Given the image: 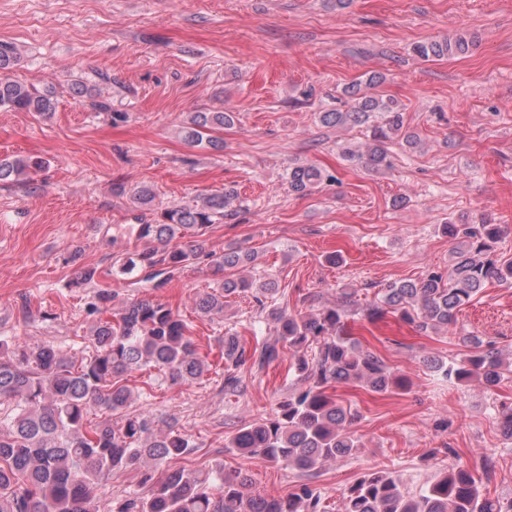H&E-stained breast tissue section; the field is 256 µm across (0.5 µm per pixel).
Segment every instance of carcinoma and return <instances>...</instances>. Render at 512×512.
<instances>
[{"mask_svg": "<svg viewBox=\"0 0 512 512\" xmlns=\"http://www.w3.org/2000/svg\"><path fill=\"white\" fill-rule=\"evenodd\" d=\"M464 50L462 39L414 47L424 60ZM343 95L352 101L350 108L321 112L319 120L328 127L369 126L365 150L346 152L349 160L378 170L391 165L387 143L418 144V136L404 130L396 100L369 96L359 83L345 87ZM54 109L52 91L0 76V110L48 116ZM377 113L381 123L373 125ZM232 123L227 112H194L182 133L192 146L219 148L221 142L210 138V132ZM42 166L33 156L1 157L0 182H18ZM323 179L322 170L311 165L288 171L289 189L300 194ZM235 201V192L226 190L193 205L171 206L152 223L137 225L142 247L128 253L112 276L159 288L205 259L222 282L198 298L195 310L210 319L224 316L225 298L253 287L248 280L224 276V271L254 261L255 254L236 247L217 254L199 232L223 220ZM444 229L453 241L448 272L432 271L417 282L387 285L366 307L368 318L387 311L422 332L447 329L457 323L460 307L486 283L512 284V260L499 257L495 249L506 233L504 226L482 218L450 222ZM187 236L193 240L179 244ZM351 305L347 293L342 302L316 314L271 312L276 334L254 348V363L264 369L287 351L295 358L300 385L267 418L240 428L229 447L294 468L307 479L324 463L359 453V440L349 430L351 410L336 400V384L355 381L382 393L404 391L407 381L381 357L340 334ZM88 340L92 354L75 360L50 344L30 347L0 338V401H16L0 416V512H327L321 491L308 483L284 496L252 494L247 492L248 478L224 472L222 464L208 471L172 465L191 448L188 436L172 429L158 433L150 416L128 412L130 373L149 367L170 384L182 385L207 371L188 324L167 304L132 303L115 318L98 323ZM459 341L470 353L448 363L431 360L448 380L464 384L479 378L495 387L512 374V362L483 350L480 338L467 333ZM219 343L227 363L237 367L245 361L237 333H224ZM93 410L106 419L92 423L88 416ZM496 419L502 435L512 440V404L500 405ZM145 467L148 492L132 493L107 511L100 508L93 495L99 483L114 472ZM343 500V512H512V498L490 497L482 479L464 467L436 472L417 493L398 471H373L350 486Z\"/></svg>", "mask_w": 512, "mask_h": 512, "instance_id": "carcinoma-1", "label": "carcinoma"}]
</instances>
